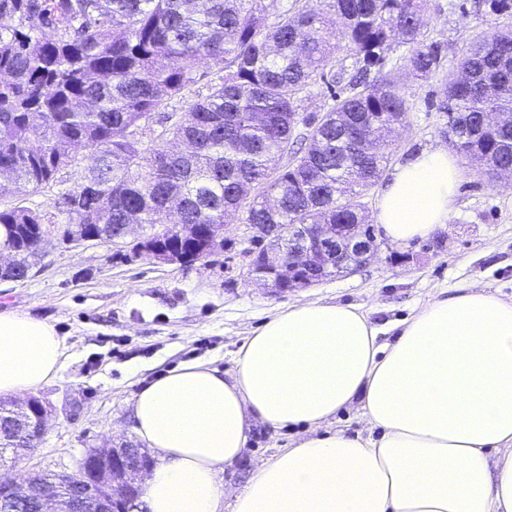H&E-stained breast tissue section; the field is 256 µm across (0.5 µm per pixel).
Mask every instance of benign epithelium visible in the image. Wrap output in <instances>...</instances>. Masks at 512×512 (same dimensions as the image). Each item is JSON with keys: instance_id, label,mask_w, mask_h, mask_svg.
I'll list each match as a JSON object with an SVG mask.
<instances>
[{"instance_id": "1", "label": "benign epithelium", "mask_w": 512, "mask_h": 512, "mask_svg": "<svg viewBox=\"0 0 512 512\" xmlns=\"http://www.w3.org/2000/svg\"><path fill=\"white\" fill-rule=\"evenodd\" d=\"M168 228V224L159 225L144 251L158 262L176 264L179 256L166 241ZM269 237L288 242V247L267 253L271 272L264 280L273 284L285 278L290 288H308L319 282L315 266L320 256L334 259L347 273L378 249L371 224H351L347 229L339 224H273ZM152 465L153 460L138 448H93L79 463L76 477L80 483L75 491L61 494L59 482L67 478L65 472L48 482L31 476L21 481L0 478V506L8 509L27 499L34 503L35 512H132L142 494L139 479Z\"/></svg>"}]
</instances>
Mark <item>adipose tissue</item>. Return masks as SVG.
Returning <instances> with one entry per match:
<instances>
[{"label":"adipose tissue","instance_id":"adipose-tissue-1","mask_svg":"<svg viewBox=\"0 0 512 512\" xmlns=\"http://www.w3.org/2000/svg\"><path fill=\"white\" fill-rule=\"evenodd\" d=\"M459 182L447 149L419 152L382 186L378 224L428 235ZM63 358L50 324L0 311V395L38 389ZM349 407L367 435L328 431ZM133 412L156 457L148 512H224L219 476L258 424L310 434L255 465L233 512H512V301L480 285L433 297L385 345L359 307L297 303L246 338L232 376L184 364Z\"/></svg>","mask_w":512,"mask_h":512}]
</instances>
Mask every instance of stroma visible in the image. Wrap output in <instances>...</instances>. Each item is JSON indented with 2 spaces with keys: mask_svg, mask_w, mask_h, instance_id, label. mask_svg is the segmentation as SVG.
Here are the masks:
<instances>
[{
  "mask_svg": "<svg viewBox=\"0 0 512 512\" xmlns=\"http://www.w3.org/2000/svg\"><path fill=\"white\" fill-rule=\"evenodd\" d=\"M427 26L441 48L442 65L430 79L407 82L412 110L392 146L394 167L445 145L440 86L472 40L512 28V10L494 13L490 0H432ZM458 165L456 211L448 224L407 243L377 231L375 257L305 290L280 293L252 276L256 233L238 222L225 225L221 251L186 266L134 255L130 238L115 248L96 242L75 246L52 235L29 279L0 281V311L52 324L65 347L59 375L35 391L50 410L39 447L0 460V476L72 473L88 449L138 443L133 399L143 386L189 361L233 374L235 353L246 337L290 305L360 307L387 343L396 325L436 294L480 284L511 301L512 180L481 177L464 158ZM82 167L79 160L62 167L49 189L25 197V206L66 224L60 196L73 189ZM305 434L302 427H252L241 457L219 476L225 504L244 490L259 460L294 446Z\"/></svg>",
  "mask_w": 512,
  "mask_h": 512,
  "instance_id": "obj_1",
  "label": "stroma"
}]
</instances>
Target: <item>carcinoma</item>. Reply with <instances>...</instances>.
<instances>
[{
	"label": "carcinoma",
	"instance_id": "obj_1",
	"mask_svg": "<svg viewBox=\"0 0 512 512\" xmlns=\"http://www.w3.org/2000/svg\"><path fill=\"white\" fill-rule=\"evenodd\" d=\"M431 0H320L268 19L266 0H0V199L49 185L84 151L65 193L63 239L109 243L163 218L224 235V225L365 224L359 202L391 160L389 137L411 110L404 79L442 66L427 43ZM357 71L336 68L339 42ZM224 76L197 96L142 156L135 130L194 82L199 63ZM376 71L379 78L368 81ZM330 75L334 104L299 112L300 94ZM347 90L336 94V86ZM441 130L493 179L512 167V30L473 42L440 88ZM293 160L280 164L287 155ZM253 193L248 204L245 195ZM53 216L0 208V278L29 277ZM37 406L0 400V458L34 448L26 426Z\"/></svg>",
	"mask_w": 512,
	"mask_h": 512
}]
</instances>
